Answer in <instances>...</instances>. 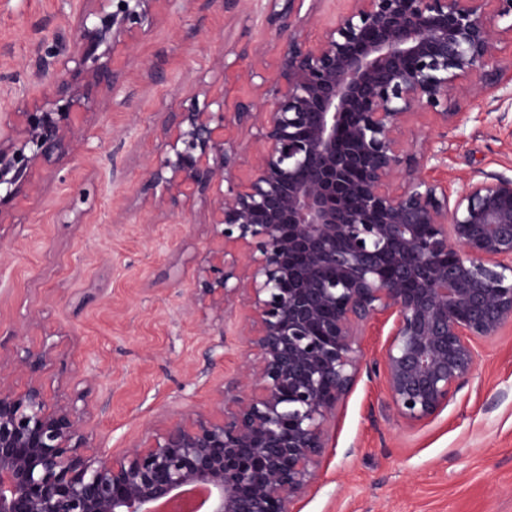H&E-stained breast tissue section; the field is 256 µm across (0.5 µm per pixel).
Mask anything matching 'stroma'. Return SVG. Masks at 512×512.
<instances>
[{
	"label": "stroma",
	"mask_w": 512,
	"mask_h": 512,
	"mask_svg": "<svg viewBox=\"0 0 512 512\" xmlns=\"http://www.w3.org/2000/svg\"><path fill=\"white\" fill-rule=\"evenodd\" d=\"M64 30V0H0V61L27 80L36 44ZM271 36L262 0L225 15L196 0L189 21L160 24L134 49V108L90 115L86 150L0 226V360L23 347L45 353L48 396L86 408L101 454L140 442L176 411L214 409L245 359L243 311L220 318L190 299L216 233L202 205L181 218L151 214L142 200L162 120L192 83L212 81L210 56ZM454 104L464 124L449 129L434 177L453 193L479 172L512 177V113L500 123L486 100ZM479 351L454 401L412 428L385 412L379 381L360 375L298 512H512V326Z\"/></svg>",
	"instance_id": "1"
}]
</instances>
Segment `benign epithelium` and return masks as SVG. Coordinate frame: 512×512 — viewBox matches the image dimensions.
<instances>
[{"label":"benign epithelium","mask_w":512,"mask_h":512,"mask_svg":"<svg viewBox=\"0 0 512 512\" xmlns=\"http://www.w3.org/2000/svg\"><path fill=\"white\" fill-rule=\"evenodd\" d=\"M195 0H78L72 37L37 47L16 111L0 123V224L46 190L87 144L84 117L131 107L133 47ZM278 39L212 55L249 94L197 83L164 122L147 207L197 202L221 242L192 299L247 309L256 357L196 410L119 457L88 453L89 417L52 400L45 354L0 362V512H294L329 448L327 424L361 371L417 425L448 406L478 367L477 343L512 326V177L471 179L456 196L426 175L462 122L452 95L512 96V0H346L311 39L317 0H266ZM428 114L433 133L407 139ZM390 324L381 357L357 336ZM26 378L18 387L19 378Z\"/></svg>","instance_id":"obj_1"}]
</instances>
